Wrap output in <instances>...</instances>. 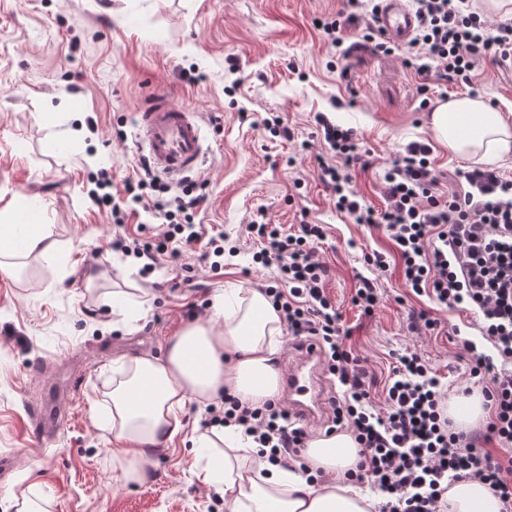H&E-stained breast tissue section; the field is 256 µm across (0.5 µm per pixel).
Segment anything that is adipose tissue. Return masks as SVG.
Instances as JSON below:
<instances>
[{
  "instance_id": "1",
  "label": "adipose tissue",
  "mask_w": 512,
  "mask_h": 512,
  "mask_svg": "<svg viewBox=\"0 0 512 512\" xmlns=\"http://www.w3.org/2000/svg\"><path fill=\"white\" fill-rule=\"evenodd\" d=\"M428 128L448 150L479 166L496 167L512 155V122L478 96L456 95L436 107ZM58 244L50 225H0V270L19 258L54 255ZM283 327L266 296L255 289L227 288L214 296L206 322L185 325L164 355L121 359L112 365V403L107 433L115 447L118 480L145 478L143 461L153 448L172 444L184 429L188 401L210 402L229 394L254 406L279 395L275 357ZM145 392L143 401L131 397ZM202 451L196 475L224 494V512H370L369 497L342 481L357 461V444L345 432L310 441V466L322 483L270 465L236 427H213L192 438ZM448 512H499L500 502L483 483L452 485Z\"/></svg>"
}]
</instances>
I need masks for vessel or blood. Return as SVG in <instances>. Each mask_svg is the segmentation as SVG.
I'll use <instances>...</instances> for the list:
<instances>
[{
  "label": "vessel or blood",
  "mask_w": 512,
  "mask_h": 512,
  "mask_svg": "<svg viewBox=\"0 0 512 512\" xmlns=\"http://www.w3.org/2000/svg\"><path fill=\"white\" fill-rule=\"evenodd\" d=\"M387 40L402 44L411 37L416 18L407 0H382L374 20ZM137 142L143 157L174 181L187 180L198 172L209 151L196 112L172 103L167 97L150 100L137 118ZM289 408L303 420L321 416L326 389L318 349L304 347L284 377Z\"/></svg>",
  "instance_id": "b4317fda"
}]
</instances>
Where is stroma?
<instances>
[{
  "mask_svg": "<svg viewBox=\"0 0 512 512\" xmlns=\"http://www.w3.org/2000/svg\"><path fill=\"white\" fill-rule=\"evenodd\" d=\"M347 0H0V220L28 215L50 224L59 254L28 261L17 275L0 272V512L7 495L35 483L51 512H224L194 474L189 443L159 449L147 479L122 485L112 473V445L94 425L107 415L112 362L162 354L189 320L186 305L226 286L262 288L273 270L252 261L245 226L265 211L290 227L307 213L325 225L319 250L330 268L326 288L353 354L378 380L395 351L419 352L447 378L451 393L468 386L466 363L448 337L411 330L425 309L448 325L471 318L406 292L398 264L375 275L365 257L391 252L375 225L337 213L319 178L332 161L317 132L316 114L353 129L368 170L352 167L353 187L374 210L385 206L379 177L401 147L431 142L432 166L445 189L464 192L458 170L468 161L432 143L429 110L453 95L481 96L512 114V66L481 64L475 86L422 80L407 66L409 49L376 55L361 49L332 68L331 50L316 27ZM196 82H187L185 73ZM157 92L198 112L210 152L196 174L206 200L195 221L220 224L240 253L212 275L188 254L163 259L152 277L112 249V215L87 195L88 178L112 171L115 185L134 176L140 155L135 114ZM280 114L291 140L269 139L263 121ZM377 277L384 299L365 315L352 298L361 277ZM129 292V327H112L113 288ZM54 397L61 408L55 436H35L30 405Z\"/></svg>",
  "mask_w": 512,
  "mask_h": 512,
  "instance_id": "stroma-1",
  "label": "stroma"
}]
</instances>
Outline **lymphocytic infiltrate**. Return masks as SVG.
Here are the masks:
<instances>
[{
    "instance_id": "lymphocytic-infiltrate-1",
    "label": "lymphocytic infiltrate",
    "mask_w": 512,
    "mask_h": 512,
    "mask_svg": "<svg viewBox=\"0 0 512 512\" xmlns=\"http://www.w3.org/2000/svg\"><path fill=\"white\" fill-rule=\"evenodd\" d=\"M347 18L320 21L326 42L342 56L346 23L364 21L363 45L390 55L394 44L370 25L378 10L374 0H349ZM417 26L409 40L418 71L440 80L472 85L479 63L497 65L512 59V21L489 27L468 0H414ZM325 142L345 165L369 167L358 153L353 130L317 115ZM431 146L424 141L405 145L399 158L381 176L386 205L374 210L350 189L343 168L322 165L321 179L335 206L356 224L383 227L401 259L402 279L412 293L436 305L472 312L477 337L462 336L460 328L416 314L424 330L453 333L470 364V375L481 386L489 420L482 434L453 427L448 419V387L414 351L397 356L384 388L383 404L371 398L368 371L345 348L350 332L341 323L336 305L325 288L327 265L318 258L315 243L323 241L322 225L300 221L290 229L257 214L245 231L256 250L254 263L275 268L277 285L265 294L279 313L294 348L317 344L328 372L336 381V396L328 433L350 432L359 460L344 474L346 481L366 486L378 500V512H443L450 486L463 480L488 485L512 512V178L476 166L462 172L468 189L445 191L431 166ZM89 197L109 209L116 231L112 248L141 264L151 274L162 256L177 259L198 253L212 272H220L224 256L238 247L222 226L204 228L195 221L205 200L195 185L170 196L169 186L148 163L121 191L112 177L99 170ZM151 201L160 225L147 234L145 225L128 230L126 220L144 201ZM235 425L259 448L269 451L271 463L309 475L305 457L309 434L300 418L281 401L254 407L237 399L207 406L202 427Z\"/></svg>"
}]
</instances>
